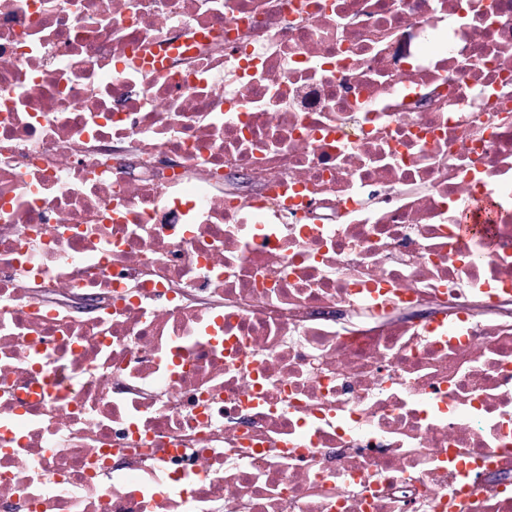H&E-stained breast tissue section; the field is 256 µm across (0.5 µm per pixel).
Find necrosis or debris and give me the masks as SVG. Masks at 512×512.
I'll return each instance as SVG.
<instances>
[{"mask_svg": "<svg viewBox=\"0 0 512 512\" xmlns=\"http://www.w3.org/2000/svg\"><path fill=\"white\" fill-rule=\"evenodd\" d=\"M506 305L512 0H0V512H512Z\"/></svg>", "mask_w": 512, "mask_h": 512, "instance_id": "necrosis-or-debris-1", "label": "necrosis or debris"}]
</instances>
